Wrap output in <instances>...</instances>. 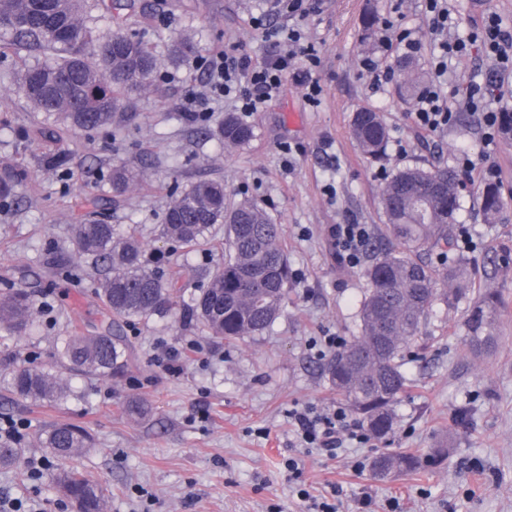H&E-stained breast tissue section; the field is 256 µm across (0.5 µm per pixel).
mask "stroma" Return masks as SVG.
Wrapping results in <instances>:
<instances>
[{"label": "stroma", "instance_id": "35a3bbf8", "mask_svg": "<svg viewBox=\"0 0 512 512\" xmlns=\"http://www.w3.org/2000/svg\"><path fill=\"white\" fill-rule=\"evenodd\" d=\"M371 1L382 18L401 6L404 25L423 44L416 60L430 74L435 42L422 0H322L320 10L300 22L318 50L317 101L306 98L300 74L289 75L280 94L247 117L254 136L235 148L213 137L233 112L232 101L206 121L181 112L183 98L202 90L206 76L191 60L175 58L173 44L180 33L192 32L201 53L236 45L253 62L264 61L277 48L252 18L267 0H138L125 30L158 59L156 85L132 96L112 127L63 133L54 146L71 157L66 173L41 166L54 146L38 135L44 116L30 109L15 79L18 68L41 64L51 52L24 49L0 58V116L10 120L0 125V161L17 160L26 169L20 205L0 210V267L39 272L49 252L72 248L69 227L82 220L85 198L94 194L101 199L97 217L134 229L144 264L191 299L224 259V227L214 225L191 250L175 247L160 229L169 201L207 177L223 181L228 202L251 200L281 224L293 270L288 301L262 335L231 343L182 323L179 313L154 316L125 328L128 366L114 379L72 374L59 358V337L75 327L95 333L103 319L90 279L59 282L36 312L33 334L0 337V420L23 422L27 438L53 422L84 426L93 445L78 465L104 489L105 512H131L138 486L154 494L153 512H303L283 465L290 456L301 460L314 493L339 488V512H358L367 496L376 506L397 498L402 512H512V266L487 275L494 262L512 257V138L486 141L477 114L459 105L457 95L469 83H485L484 110H510L512 69H501L477 46L449 58L448 102L456 122L428 132L414 123L413 100L399 97L391 83L371 89L359 67L360 56L380 51L378 40H361ZM448 9L449 36L469 39L491 15L512 32V0H448ZM363 108L380 112L389 130L386 153L376 161L364 157L351 134L353 115ZM284 143L291 156L281 152ZM464 154L487 155L505 208L497 221H486L480 189L488 178L468 172L457 224L468 228L470 242L431 254L437 265L466 259L467 295L452 308L435 303L420 339L405 351L408 389L396 407L393 433L333 457L295 447L289 410L343 402L322 373L327 359L314 342L357 334L367 286L363 267L337 259L331 226L351 218L380 236V194L393 173L442 164L456 169ZM118 162L140 173L126 193L113 194L105 182L84 186L85 168L105 173ZM486 287L501 295L497 346L476 358L466 346L465 318ZM170 348L184 358L175 376L153 362ZM29 364L70 380L71 394L41 404L13 395L10 368ZM129 399L144 404V418L126 416ZM440 446L448 449L440 469L384 480L372 474L370 463L381 453ZM0 494L38 500L44 512H75L49 476L33 479L22 461L0 469Z\"/></svg>", "mask_w": 512, "mask_h": 512}]
</instances>
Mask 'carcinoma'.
Returning a JSON list of instances; mask_svg holds the SVG:
<instances>
[{
    "mask_svg": "<svg viewBox=\"0 0 512 512\" xmlns=\"http://www.w3.org/2000/svg\"><path fill=\"white\" fill-rule=\"evenodd\" d=\"M18 48H44L57 55L52 64L24 66L18 72L24 98L33 111L49 119L39 129L48 141H57L59 121L74 131L112 126L124 108L125 94L146 92L155 83L157 59L148 46L120 27L106 37L95 36L86 25V0H0V55ZM196 49L189 32L175 40L174 53L179 58ZM397 71L399 95L416 96L423 82L416 64L402 59ZM352 133L363 155L374 160L385 155L389 132L380 113L368 108L356 112ZM215 136L226 148L241 146L253 137V128L228 115ZM21 176L20 165L0 163V207L19 202L16 187ZM136 179L126 164L112 165L113 192H125ZM459 186L458 172L446 166L406 168L386 182L381 193L385 243L373 249L364 270L368 288L359 308V335L323 367L336 393L379 440L392 433L396 405L408 386L401 371L403 350L416 341L436 302L451 307L466 293L462 265L444 270L421 257L425 251L451 245V226L461 209ZM481 199L489 219L503 208L491 183L484 186ZM215 224L225 225L227 258L188 303L179 290L167 287L144 265L142 244L134 231L98 219L74 225L75 252L49 253L44 273L14 266L0 274V281L7 285L0 294V332L28 333L38 299L54 279L89 276L109 321L92 336L75 330L61 338L65 366L78 375L119 376L127 365L122 325L165 316L177 307L185 320L200 324L217 338L236 341L263 334L280 313L293 279L282 227L251 201L228 205L223 181L200 179L169 203L161 234L190 248ZM499 305V294L485 288L468 309L466 345L472 354L495 347L492 327ZM11 391L31 401H57L67 397L69 388L55 375L27 366L13 370ZM36 443L61 462L51 473V482L76 512H104L103 489L68 466L91 447L88 431L74 423H53L37 435ZM23 451L19 442L0 441V467L14 466ZM447 456L444 449L428 454L386 453L376 457L372 469L378 478L411 474L438 468Z\"/></svg>",
    "mask_w": 512,
    "mask_h": 512,
    "instance_id": "obj_1",
    "label": "carcinoma"
}]
</instances>
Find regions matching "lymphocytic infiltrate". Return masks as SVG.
Listing matches in <instances>:
<instances>
[{
  "label": "lymphocytic infiltrate",
  "instance_id": "1",
  "mask_svg": "<svg viewBox=\"0 0 512 512\" xmlns=\"http://www.w3.org/2000/svg\"><path fill=\"white\" fill-rule=\"evenodd\" d=\"M424 12L427 25L437 41L439 53L432 71L429 85L420 94L414 112L415 123L432 132L447 129L456 119L448 106L445 91L448 74V59L468 51V45L460 39H449L447 0H425ZM267 38L283 45L284 50L275 57L259 63L228 52H218L197 57L192 65L207 76L206 89L201 93L187 95L181 110L188 119L209 118L211 104L220 99L237 103L239 112L251 114L267 101L277 96L288 72L300 66L306 85L308 99H316L320 86L312 73L318 65L314 45L302 30L288 25L265 29ZM331 237L338 257L347 265H358L367 252L370 233L364 224H337L331 229ZM299 440L312 448L333 452L344 442L364 444L370 436L363 425L350 418L345 408L317 409L308 407L291 415Z\"/></svg>",
  "mask_w": 512,
  "mask_h": 512
}]
</instances>
